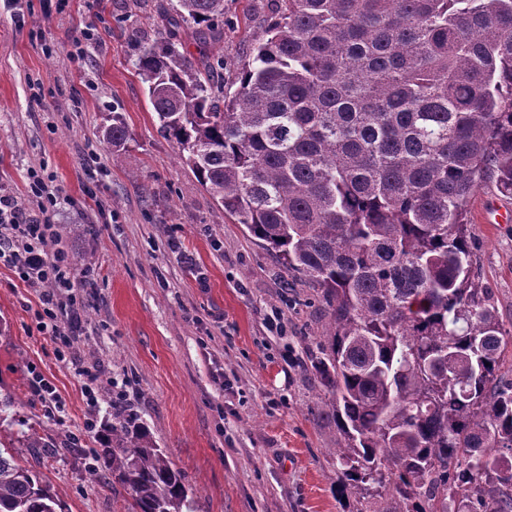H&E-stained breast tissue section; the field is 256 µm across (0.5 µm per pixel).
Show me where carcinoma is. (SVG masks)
<instances>
[{
  "mask_svg": "<svg viewBox=\"0 0 512 512\" xmlns=\"http://www.w3.org/2000/svg\"><path fill=\"white\" fill-rule=\"evenodd\" d=\"M268 38L230 92L224 0H177L135 66L180 159L224 212L322 288L330 325L313 368L343 442L342 487L403 512H512V327L475 281L470 196L512 194V0H273ZM104 136L123 146L119 113ZM90 474L125 512H183L182 475L125 406L97 434ZM0 432V512H69Z\"/></svg>",
  "mask_w": 512,
  "mask_h": 512,
  "instance_id": "carcinoma-1",
  "label": "carcinoma"
}]
</instances>
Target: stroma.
<instances>
[{
    "label": "stroma",
    "instance_id": "1",
    "mask_svg": "<svg viewBox=\"0 0 512 512\" xmlns=\"http://www.w3.org/2000/svg\"><path fill=\"white\" fill-rule=\"evenodd\" d=\"M17 24L0 5V189L26 200L42 166L62 193L60 224L77 269L96 292L77 355L112 373L88 402L70 364L38 325V298L0 265V413L36 430L46 448L15 456L39 471L70 512H124L121 484L101 488L88 465L87 419L113 401L148 427L192 488L191 512H364L340 490V435L323 413L328 390L312 360L327 312L310 283L226 214L158 128L137 74L136 33L154 36L177 0H19ZM224 69L233 85L265 36L272 0H225ZM95 39L80 44L84 29ZM130 137L119 160L103 138L109 112ZM512 195L486 181L469 202L474 274L512 323ZM55 385L62 410L34 396L32 371Z\"/></svg>",
    "mask_w": 512,
    "mask_h": 512
}]
</instances>
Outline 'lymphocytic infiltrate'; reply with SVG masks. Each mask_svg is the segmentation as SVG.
<instances>
[{"mask_svg": "<svg viewBox=\"0 0 512 512\" xmlns=\"http://www.w3.org/2000/svg\"><path fill=\"white\" fill-rule=\"evenodd\" d=\"M59 187L52 176L31 172L28 196L35 209L17 197L0 192V262L15 269L19 279L39 300L36 312L41 330L57 344V356L71 364L83 380L87 397H96L112 380L98 364H86L76 353L78 323L88 304L86 291L93 280L75 268L55 224Z\"/></svg>", "mask_w": 512, "mask_h": 512, "instance_id": "f902f5d3", "label": "lymphocytic infiltrate"}]
</instances>
